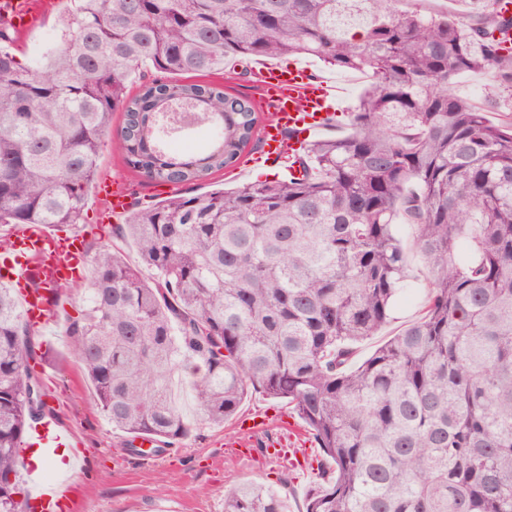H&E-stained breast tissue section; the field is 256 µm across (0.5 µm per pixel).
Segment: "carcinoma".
I'll return each mask as SVG.
<instances>
[{
	"label": "carcinoma",
	"mask_w": 512,
	"mask_h": 512,
	"mask_svg": "<svg viewBox=\"0 0 512 512\" xmlns=\"http://www.w3.org/2000/svg\"><path fill=\"white\" fill-rule=\"evenodd\" d=\"M405 2L78 0L59 45L25 62L0 26V249L17 224H78L108 144L178 186L237 166L275 121L178 75L292 54L366 74L351 132L289 156L300 175L136 203L113 232L156 277L99 247L65 333L107 421L161 452L190 432L178 369L216 425L251 388L288 400L335 473L306 512H512V114L492 122L455 91L483 71L511 97L512 55L498 0ZM147 66L158 77L129 95ZM179 104L217 130L202 154L160 144ZM401 224L427 267L424 313L354 366L409 278ZM32 332L0 286V512H21L20 451L45 407ZM224 512L288 506L248 483Z\"/></svg>",
	"instance_id": "cac0c4a2"
}]
</instances>
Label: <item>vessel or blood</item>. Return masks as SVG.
<instances>
[{"label": "vessel or blood", "mask_w": 512, "mask_h": 512, "mask_svg": "<svg viewBox=\"0 0 512 512\" xmlns=\"http://www.w3.org/2000/svg\"><path fill=\"white\" fill-rule=\"evenodd\" d=\"M38 19L33 0H0V22L16 33H24ZM261 91L276 112V126L265 128L264 148L268 160H284L282 132L286 129L318 131L329 126L341 104V91L326 80L314 77L305 67L270 66L261 72ZM100 193L108 201L104 222L119 220L129 209L126 191L103 183ZM83 260L82 241L78 235L47 232L40 224H20L13 231L9 256L0 261L8 280L20 288L23 309L38 328L53 321V309L59 295L57 285L77 277ZM35 512H71L72 487L61 479L38 482L32 501Z\"/></svg>", "instance_id": "b4317fda"}]
</instances>
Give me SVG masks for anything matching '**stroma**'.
<instances>
[{"mask_svg":"<svg viewBox=\"0 0 512 512\" xmlns=\"http://www.w3.org/2000/svg\"><path fill=\"white\" fill-rule=\"evenodd\" d=\"M69 5L70 0H51L42 18L15 43L18 57H31L54 41L56 23ZM304 63L316 75L330 79L343 90L344 117L321 130V137L346 134V115L357 106L366 76L327 69L311 57L305 58ZM259 155V150L246 149L236 169L207 176L189 186V194L204 195L269 176L281 178V171L260 163ZM98 179L117 183L125 188L131 201L144 204L160 203L173 192L171 185L148 181L130 169L122 155L108 146L99 159ZM106 207L107 201L98 188H91L83 221L74 228L84 240L86 253H94L105 245L121 249L129 263L139 265V255L130 241L97 231L98 216ZM410 262L408 290L397 297L392 318L380 335L361 344L359 357H367L377 345L418 319L426 293V276L418 255H411ZM86 295V281L66 284L59 293L54 325L49 331L39 332L35 344L37 354L43 357L36 371L45 402V418L70 430L72 448L81 451L86 461L84 472L66 474L74 488L75 512H224L225 495L248 482L271 487L287 498L289 512H305L308 493L324 483L325 478L308 466L291 470L267 454L268 445L278 441L288 425L297 423L298 417L287 402L258 391H249L238 411L239 417L264 418V428L252 432L241 430L237 419L221 425L197 420L190 391L184 384L175 383V401L192 422L190 433L154 460L130 454L129 434L108 423L95 402L80 361L69 349L66 319L76 315Z\"/></svg>","mask_w":512,"mask_h":512,"instance_id":"1","label":"stroma"}]
</instances>
